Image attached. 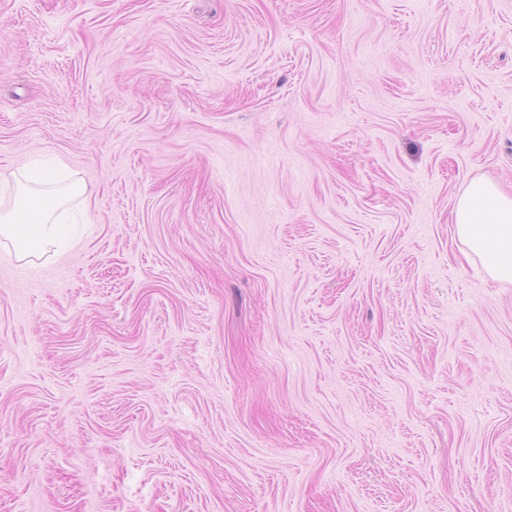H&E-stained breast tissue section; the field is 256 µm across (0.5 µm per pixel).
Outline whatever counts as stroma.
Here are the masks:
<instances>
[{
  "label": "stroma",
  "mask_w": 512,
  "mask_h": 512,
  "mask_svg": "<svg viewBox=\"0 0 512 512\" xmlns=\"http://www.w3.org/2000/svg\"><path fill=\"white\" fill-rule=\"evenodd\" d=\"M0 512H512V0H0ZM468 259L480 260L486 275L512 284V196L484 178L471 179L452 211ZM20 194L23 197L17 207L7 213H0V236L16 241L18 247L16 255L31 259L39 253H45L47 248L55 245L58 238L65 232L63 224H58L55 218L56 211L66 204L72 197L85 193L82 184L74 181L65 187L56 189L53 196L48 199L38 219V224H29L26 196L28 186L19 181ZM32 228L33 235H30ZM30 237L37 240V246L29 247L25 242Z\"/></svg>",
  "instance_id": "obj_1"
}]
</instances>
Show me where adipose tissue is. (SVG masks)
Here are the masks:
<instances>
[{
    "mask_svg": "<svg viewBox=\"0 0 512 512\" xmlns=\"http://www.w3.org/2000/svg\"><path fill=\"white\" fill-rule=\"evenodd\" d=\"M84 192V186L77 182L56 189L34 225L28 222L26 203L1 212L0 236L17 242L18 257L29 259L46 252L65 231L55 218L56 211ZM452 221L466 257L479 259L492 280L511 285L512 196L487 179H471L457 197Z\"/></svg>",
    "mask_w": 512,
    "mask_h": 512,
    "instance_id": "obj_1",
    "label": "adipose tissue"
}]
</instances>
